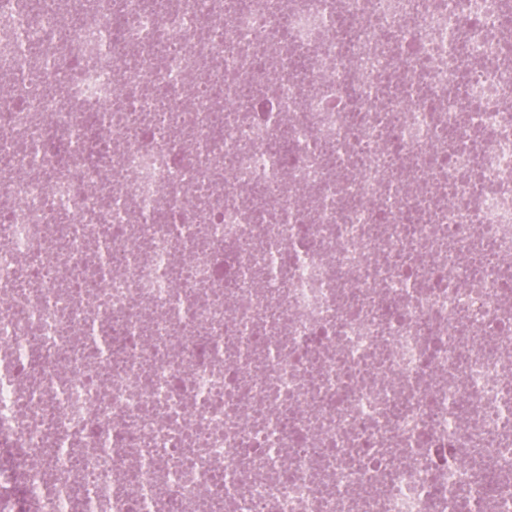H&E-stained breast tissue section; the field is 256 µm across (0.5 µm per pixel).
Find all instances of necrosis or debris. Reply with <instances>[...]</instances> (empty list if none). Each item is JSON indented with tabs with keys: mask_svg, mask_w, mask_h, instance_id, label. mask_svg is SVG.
Here are the masks:
<instances>
[{
	"mask_svg": "<svg viewBox=\"0 0 512 512\" xmlns=\"http://www.w3.org/2000/svg\"><path fill=\"white\" fill-rule=\"evenodd\" d=\"M0 0V479L34 512H512V0Z\"/></svg>",
	"mask_w": 512,
	"mask_h": 512,
	"instance_id": "1",
	"label": "necrosis or debris"
}]
</instances>
